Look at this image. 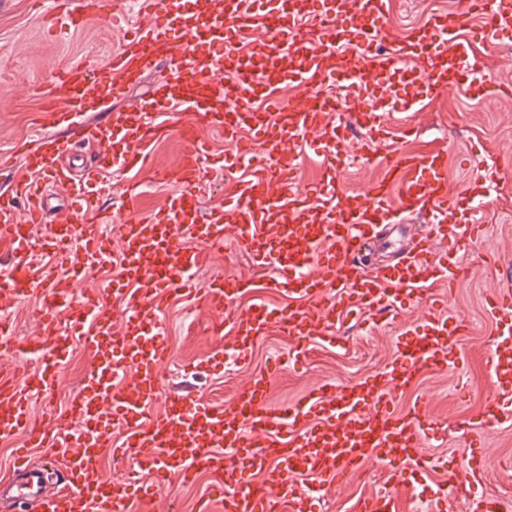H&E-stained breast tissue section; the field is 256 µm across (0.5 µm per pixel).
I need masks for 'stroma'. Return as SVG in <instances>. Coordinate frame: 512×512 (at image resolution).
<instances>
[{
	"instance_id": "35a3bbf8",
	"label": "stroma",
	"mask_w": 512,
	"mask_h": 512,
	"mask_svg": "<svg viewBox=\"0 0 512 512\" xmlns=\"http://www.w3.org/2000/svg\"><path fill=\"white\" fill-rule=\"evenodd\" d=\"M461 0H390V15L398 35L435 12H457ZM155 18L150 0H103L98 13L77 30L65 27L47 30L34 0H0V170L21 173L17 148L32 141L54 72L71 63H81L103 73L111 53L118 51L130 27ZM411 120L414 135L403 139L391 136L378 143L380 158L407 152L425 155L436 150L448 155V187L462 193L473 185L478 172L486 168L500 176L484 193L486 203L466 211L467 221L483 225L482 239L465 246L463 255L469 272L455 290L442 284H429L430 297L445 300L448 315L462 316L469 332L452 348L451 364L444 371L426 372L416 386L398 393L396 409L406 411L415 400H427L431 410L428 440L424 452L438 468L432 472L407 469V485L402 494L403 512H467L464 500L447 499L440 489L445 469L456 467L471 438L483 446L485 467L480 489L496 497H512V425L483 420L481 413L496 396L491 358L499 341L494 318L485 311V299L493 293L512 294V96L477 100L456 93L429 95L422 111L404 115L393 107L389 127ZM213 156L203 160L200 190L204 206L220 205L235 183L248 175V168L231 171L215 164L217 156L253 150L249 138L225 141L215 131H205ZM364 141L351 136L347 149L336 163L339 179L350 191L363 193L379 178L381 169L365 160ZM185 148L177 135L157 141L145 165L133 171H114L109 176L112 190L87 199L91 210L110 211L115 219L127 216L125 200L136 194L142 210H158L174 191L171 182L159 180V172L171 174L181 169ZM248 279L250 286L225 311L231 320L253 304L263 302L287 309L286 292L267 287V277L259 273L253 257L226 242L222 252L213 254L196 273L204 285L218 274ZM426 299L402 301L383 317L368 314L352 321L341 331L336 346L310 344L300 361H293L295 343L277 330H269L254 343L246 362L222 363L228 335L211 330L213 314L181 298L164 305L165 339L172 351V364L163 372L164 391L180 390L191 398L213 403L228 401L237 386L253 372L266 368L273 356L284 363L272 378L275 401L301 397L316 382L328 380L352 384L368 376L384 373L397 352V338L409 326L422 325L428 313ZM96 359L76 338L71 356L59 375L51 395L33 398L35 419L63 418L69 394L77 390ZM207 471L199 472L194 484L163 487L145 495L144 487L153 478L142 474L132 486L131 512H194L200 495L215 484ZM302 485L313 487L310 512H354L357 501L388 485L386 473L366 465L346 483L330 487L323 477L305 476Z\"/></svg>"
}]
</instances>
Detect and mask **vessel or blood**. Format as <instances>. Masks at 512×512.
Wrapping results in <instances>:
<instances>
[{"mask_svg": "<svg viewBox=\"0 0 512 512\" xmlns=\"http://www.w3.org/2000/svg\"><path fill=\"white\" fill-rule=\"evenodd\" d=\"M101 0H76L58 10L55 0L42 7L50 26L81 28ZM484 24L480 41L494 43L512 37V0H466L464 12L431 14L402 40L390 25L388 0H335L334 9L311 14L309 8L288 6L287 0H225L223 12L207 15L194 32L161 21L129 32L112 54L106 74L80 64L59 69L41 109L42 133L23 150L25 179L0 192V243L8 252L0 264V296L15 299L38 295L42 332L18 344L10 328L0 323V349L34 357L37 365L16 377L0 371V441L26 436L17 448L13 468L28 474L16 497L33 505V512H128L129 481L104 475L101 459L122 433L123 446L138 471L150 473L161 485L192 482L208 470L220 482L198 502L197 512H306L308 495L302 476L325 475L330 482L349 479L367 463L399 475L406 467L426 468L422 451L424 427L430 420L426 402H415L405 413L395 411L393 395L412 385L423 371L448 367V351L467 331L460 317L433 312L423 333L404 338L392 367L383 377L350 386L314 385L298 401L278 405L270 400L272 373H254L232 398L220 405L170 397L154 410L160 370L169 349L160 326L163 304L176 293L192 296L212 312H223L245 281L217 275L198 285L194 273L207 257L223 250L226 239L250 253L260 270L272 271L270 287L286 289L287 310L256 305L234 321L230 350L244 359L251 342L270 326L289 336L298 350L308 342L332 345L336 326L362 312L386 314L403 297L422 294L425 283L454 286L466 273L457 253L463 244L480 240L484 227L461 220L463 200L448 190L444 151L425 156L402 153L386 160L382 177L364 193L343 190L334 160L323 163L313 191L291 187L296 146L317 135L327 153L342 150L349 129L361 131L368 142L385 139L380 118L392 90L405 94L404 111L420 97L413 86L438 94L456 90L495 99L508 89L490 78L475 79L481 70L472 43L461 29L468 16ZM273 25L270 37L253 45L250 54L236 44L240 27ZM209 47L199 54L194 42ZM417 61L408 80L397 82V59ZM171 68L152 98L130 111H112L104 121L88 124L83 113L102 110L121 96L142 72L162 62ZM226 67L229 80L208 76L209 68ZM346 81L358 95L371 99L372 110L357 113L341 126L331 121L335 99L315 94L316 86ZM301 85L299 97L267 99L275 83ZM191 108L195 120L181 132L186 147L179 172L180 188L156 213H138L127 199L129 216L91 214L82 197L107 189L109 171L143 165L151 144L171 128L159 122L163 112ZM236 140L249 131L259 146L257 174L239 182L223 204L203 208L198 187L199 162L207 156L201 129ZM109 143L94 160L76 164L75 145ZM81 196L51 224H44L50 196L69 188ZM428 214L436 237L448 250L432 257L417 245L397 262L373 269L361 263L375 229L404 215ZM44 227L41 245L34 230ZM120 246H113V239ZM71 256L69 266L40 264L36 250ZM111 270L97 293L80 290L90 264ZM334 297H327L328 289ZM118 297L126 312L113 327L108 296ZM499 318L501 340L492 355L497 396L487 415L500 424L512 423V299L493 296L486 302ZM85 337L99 364L89 372L68 407L77 426L59 427L34 421L31 399L53 390L64 365L71 337ZM135 366L131 383H124L128 366ZM32 448H49L61 456L67 474L64 490L42 491L44 473L28 458ZM236 458L225 467V454ZM465 468L449 470L443 486L449 494L470 501L473 512H503L504 503L479 492L482 450L470 440L463 452ZM263 471L264 484L253 480ZM357 512H398L394 490L359 501Z\"/></svg>", "mask_w": 512, "mask_h": 512, "instance_id": "1", "label": "vessel or blood"}]
</instances>
